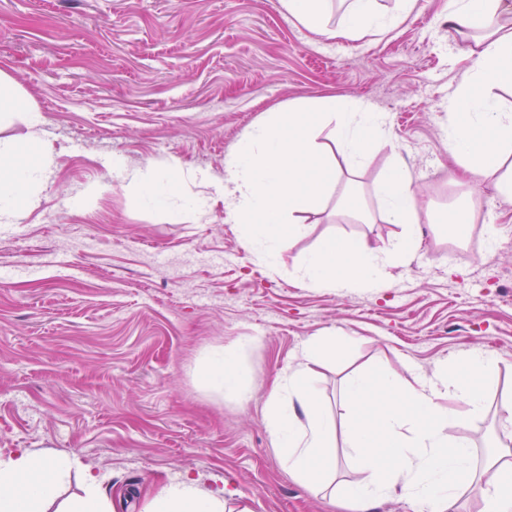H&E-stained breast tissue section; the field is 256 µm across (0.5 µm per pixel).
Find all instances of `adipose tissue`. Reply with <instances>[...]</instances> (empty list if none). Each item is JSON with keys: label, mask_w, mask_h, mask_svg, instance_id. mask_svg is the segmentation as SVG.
Here are the masks:
<instances>
[{"label": "adipose tissue", "mask_w": 512, "mask_h": 512, "mask_svg": "<svg viewBox=\"0 0 512 512\" xmlns=\"http://www.w3.org/2000/svg\"><path fill=\"white\" fill-rule=\"evenodd\" d=\"M410 8L404 0L398 13L385 14L375 0H349L338 33L358 38L391 31ZM448 22L462 34L472 61L448 103L449 110L467 116L466 122L449 123L448 151L462 175H498V193L511 201L512 177H500L499 171L512 157V113L500 111L483 89L512 83V0H455ZM18 113L29 127L42 122L39 109L0 72V125ZM385 126L384 113L369 104L330 96L291 105L249 128L225 165L224 211L248 226L247 249L260 266L277 271L282 253L332 193L329 173L337 161L357 171L367 144L384 136ZM20 153V146L0 141L2 224L17 217L48 179L49 158L24 160ZM412 185L409 169L398 162L375 188L383 219L403 227L395 242L380 247L363 238H326L305 257L304 279L329 288L385 287L388 267L415 253L421 237ZM326 350L321 342L308 343L300 363L283 372L267 401L266 429L289 474L316 483L332 466V441L340 432L364 474L344 491L346 512H373L379 500L397 492L415 512H452L473 457L457 433L467 416L484 411L496 357L469 351L459 361L462 376L440 371L414 387L385 371L355 375L346 383V413L337 422L325 414L309 368ZM239 356L236 348L210 354L205 380L243 399L248 391L239 377ZM76 465L67 455L30 451L0 457V512H112L100 479L91 474L81 496L62 498ZM483 479L482 512H512V451L488 459ZM148 512H224V492L201 490L187 475L163 487Z\"/></svg>", "instance_id": "1"}]
</instances>
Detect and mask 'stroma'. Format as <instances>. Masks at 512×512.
Wrapping results in <instances>:
<instances>
[{"label": "stroma", "instance_id": "obj_1", "mask_svg": "<svg viewBox=\"0 0 512 512\" xmlns=\"http://www.w3.org/2000/svg\"><path fill=\"white\" fill-rule=\"evenodd\" d=\"M448 7L413 0L389 34L331 39L289 20L279 0H0V71L43 117L35 132L16 117L0 140L36 136L54 157L33 203L0 224V455H71L81 469L64 497L81 495L87 470L115 512H144L186 474L223 484L229 512H344L333 495L363 478L352 449L336 440L329 484L305 485L265 426L277 376L330 336L343 347L319 366L318 387L335 417L353 372L409 382L473 349L497 356L484 412L459 431L475 468L497 454L512 404V201L495 177L462 176L448 152V98L471 65ZM326 95L371 103L385 138L356 176L337 166L319 223L272 274L224 213V167L267 112ZM116 158L172 179L171 209L201 193L208 211L175 223L145 207ZM398 161L423 191L415 254L384 288L303 280L325 238L385 246L400 234L374 195ZM351 186L371 222L341 208ZM452 205L475 213L461 239L441 224ZM466 248L484 249L482 266L450 259ZM238 345L245 401L200 376L210 352Z\"/></svg>", "mask_w": 512, "mask_h": 512}]
</instances>
